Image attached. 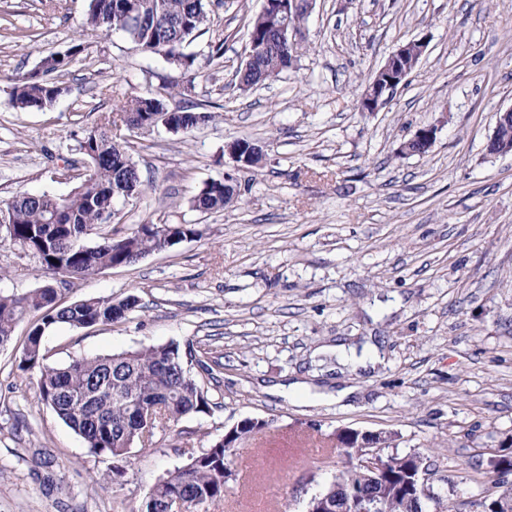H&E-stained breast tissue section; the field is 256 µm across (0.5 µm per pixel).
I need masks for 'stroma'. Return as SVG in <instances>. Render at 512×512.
Listing matches in <instances>:
<instances>
[{
  "label": "stroma",
  "mask_w": 512,
  "mask_h": 512,
  "mask_svg": "<svg viewBox=\"0 0 512 512\" xmlns=\"http://www.w3.org/2000/svg\"><path fill=\"white\" fill-rule=\"evenodd\" d=\"M262 0L217 10L196 56L194 94L171 93L179 71L119 32L92 39L41 111L10 103L13 79L77 38L88 0H0V200L66 195L63 166L84 171L76 146L103 113L150 92L168 109L211 113L190 133L164 127L112 135L134 145L144 190L119 203L116 233L137 224H194L199 236L87 278L46 271L0 223V294L52 284L59 302L136 295L125 320L58 324L49 363L176 344L210 399L205 414L163 423L133 447L120 475L111 458L36 395L19 370L29 321L0 348V512H134L168 471L243 418L268 421L279 449L241 444L218 512H306L342 468L332 435L351 427L391 435V449L435 461L436 496L478 512L512 455V155L485 148L497 112L512 107V0H314L293 68L249 91L236 85L247 23ZM223 38L224 57L209 43ZM425 38L419 64L380 111L358 103L400 44ZM423 156L398 155L425 126ZM247 138L264 163L237 170L227 151ZM233 176L242 200L200 212L192 198ZM378 348L360 365L337 343ZM219 361L213 374L201 362ZM323 442L296 457L291 438ZM279 489L267 498L265 487Z\"/></svg>",
  "instance_id": "obj_1"
}]
</instances>
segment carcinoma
Masks as SVG:
<instances>
[{
	"label": "carcinoma",
	"instance_id": "carcinoma-1",
	"mask_svg": "<svg viewBox=\"0 0 512 512\" xmlns=\"http://www.w3.org/2000/svg\"><path fill=\"white\" fill-rule=\"evenodd\" d=\"M274 2L250 17L248 33L265 47L264 53L238 72L239 86L262 85L285 72L284 55L297 58L298 42L283 53L269 17ZM214 10L209 0H89L82 24V36L107 37L123 33L143 53L158 54L185 81L179 93L195 92L196 57L184 52L185 45L210 29ZM63 58L40 60L36 68L18 77L10 92L14 108L43 110L67 92V87L50 80L68 70L85 50L83 43L70 47ZM164 101L150 93L136 94L115 105L105 124L88 131L78 142V151L88 160L80 183L66 196L20 193L0 201V218L8 224L10 241L33 253L46 269L70 277H87L104 269L125 267L139 258L167 250L168 234L184 238L200 234L195 224H140L119 238H103L92 246V237L104 214L116 203L139 193V172L128 143L112 139V124L121 121L131 129H151L174 124L175 133L196 127L212 115L181 111L166 117ZM238 200L224 193V182H212L193 199L197 210L224 209ZM137 306V299H88L61 305L57 290L45 284L23 295H0V346L13 340L15 326L32 313L40 318L31 323L24 340L18 368L36 372L38 398L77 432L88 448L112 457L115 469L128 463L131 448L153 444L143 436L142 408L155 406L162 418L176 424L189 414L209 412L207 392L185 369L175 344L98 355L75 360L65 366L46 362L42 339L57 323L73 327L108 324L125 318ZM265 427L256 418H244L232 430L214 441L189 462L167 473L147 494L138 512H210L224 500L231 472L233 448ZM359 449L348 448L345 464L324 492L336 499L341 492L348 500V512H359L360 496L377 499L380 512H457L455 506L436 496H414L415 476L428 457L420 452L392 451L385 466L366 472L358 465Z\"/></svg>",
	"mask_w": 512,
	"mask_h": 512
}]
</instances>
